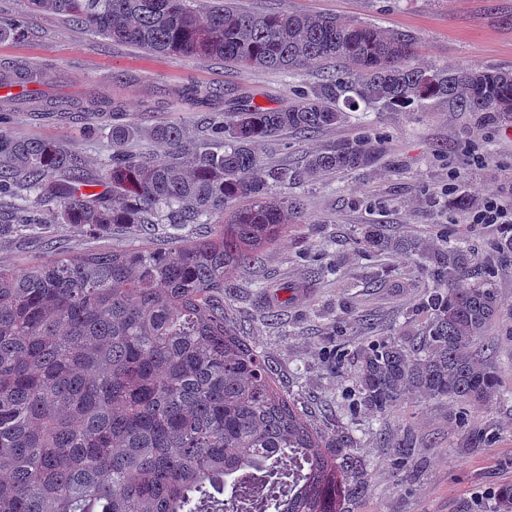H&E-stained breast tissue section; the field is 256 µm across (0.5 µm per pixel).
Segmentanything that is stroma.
I'll return each instance as SVG.
<instances>
[{"label":"stroma","mask_w":512,"mask_h":512,"mask_svg":"<svg viewBox=\"0 0 512 512\" xmlns=\"http://www.w3.org/2000/svg\"><path fill=\"white\" fill-rule=\"evenodd\" d=\"M240 2L256 12L335 14L410 32L419 43L417 63L428 66L512 68V0ZM13 19L23 20L26 32L0 40V69L38 62L40 100L64 98L79 106L120 77L124 122L194 127L197 113L173 101L176 90L192 83L217 89L224 108L237 98L283 106L294 89L320 82L314 68L285 77L218 60L154 55L54 15L27 13L22 0H0V22ZM372 119L371 132L385 147L383 159L368 169L292 185L306 202L303 220L240 273L230 306L308 419L323 429L344 426L353 432L369 489L348 503L349 512H490L494 490L512 484V254L497 256V228L471 223L470 211L450 208L447 200L461 191L478 200L492 193L512 200V120L483 124L442 100L419 112H376ZM7 129L16 137L74 148L94 172L112 154L111 121L91 122L80 110L33 112L20 102ZM358 132L351 117L313 138L288 134L262 143L258 152L268 163L294 168L312 151ZM370 223L385 225L394 237L431 244L445 236L464 243L476 262L495 260L499 312L484 342L500 368L498 396L470 402L414 396L381 416L356 405L348 375L357 348L370 336L420 333L428 316L416 306L431 286L419 256L383 262L361 248L356 228ZM44 231L67 250L115 243L79 224H48ZM51 255L36 238L0 243V265L6 267ZM337 346L347 353L340 369L329 358ZM471 432L486 434V442L464 447ZM408 437L411 456L403 462L396 445Z\"/></svg>","instance_id":"1"}]
</instances>
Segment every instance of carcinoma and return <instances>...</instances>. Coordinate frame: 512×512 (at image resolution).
<instances>
[{
  "label": "carcinoma",
  "mask_w": 512,
  "mask_h": 512,
  "mask_svg": "<svg viewBox=\"0 0 512 512\" xmlns=\"http://www.w3.org/2000/svg\"><path fill=\"white\" fill-rule=\"evenodd\" d=\"M115 43L159 55L219 59L285 76L326 65L317 88L284 107L237 101L178 123L112 124V159L96 173L58 142L0 129V237L83 224L140 245L62 251L21 270L0 266V512H199L195 496L234 488L235 512H347L368 491L352 432L317 427L288 398L228 303L237 275L299 223L302 178L376 165L364 132L309 154L299 170L269 167L257 146L343 123L360 107L422 110L445 99L479 121L512 118V70L415 66L416 37L331 14L242 9L238 0H26ZM217 97L197 87L184 100ZM207 225L202 237L149 238ZM358 243L415 253L433 283L417 336L361 346L358 400L382 415L410 394L486 400L499 373L475 349L499 311L495 266L459 245L393 238L358 225ZM493 512H512V484Z\"/></svg>",
  "instance_id": "cac0c4a2"
}]
</instances>
